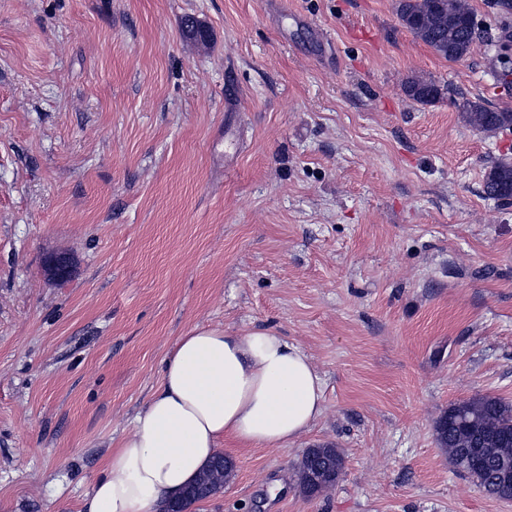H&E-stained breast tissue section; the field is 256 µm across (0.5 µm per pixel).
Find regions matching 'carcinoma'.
I'll return each instance as SVG.
<instances>
[{
	"label": "carcinoma",
	"instance_id": "cac0c4a2",
	"mask_svg": "<svg viewBox=\"0 0 512 512\" xmlns=\"http://www.w3.org/2000/svg\"><path fill=\"white\" fill-rule=\"evenodd\" d=\"M397 15L415 38L448 60H460L472 53L477 36L471 27L473 13L468 0H399ZM406 95L417 102H432L440 96L439 87L417 78L404 86ZM467 124L487 133L512 128V110L491 109L464 99L457 103ZM483 192L494 199L512 198V163L504 160L490 165ZM436 439L448 452L457 472L473 479L488 495L512 499V404L497 397L477 396L451 405L435 424ZM299 488L314 497L336 485L344 470L341 452L331 445L307 448L297 464ZM211 466L185 495L182 508L188 510L207 494L221 488L232 474Z\"/></svg>",
	"mask_w": 512,
	"mask_h": 512
}]
</instances>
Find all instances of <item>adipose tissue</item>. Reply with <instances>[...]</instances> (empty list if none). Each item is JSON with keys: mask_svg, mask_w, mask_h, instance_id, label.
Masks as SVG:
<instances>
[{"mask_svg": "<svg viewBox=\"0 0 512 512\" xmlns=\"http://www.w3.org/2000/svg\"><path fill=\"white\" fill-rule=\"evenodd\" d=\"M322 411L321 379L298 345L267 328H194L178 339L131 434L106 459L84 512H162L225 440L284 446Z\"/></svg>", "mask_w": 512, "mask_h": 512, "instance_id": "1", "label": "adipose tissue"}]
</instances>
